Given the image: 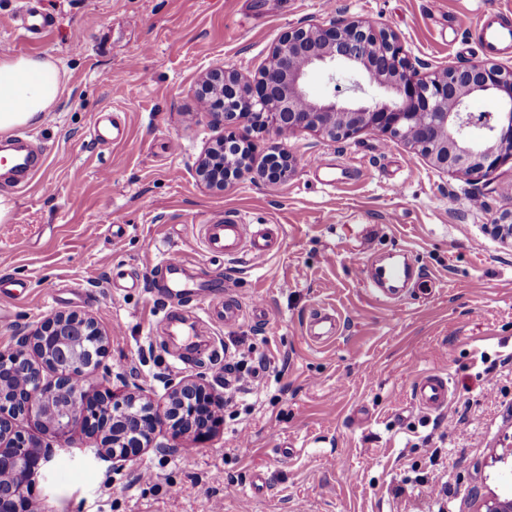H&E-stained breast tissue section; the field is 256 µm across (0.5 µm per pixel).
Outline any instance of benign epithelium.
Segmentation results:
<instances>
[{"label":"benign epithelium","mask_w":512,"mask_h":512,"mask_svg":"<svg viewBox=\"0 0 512 512\" xmlns=\"http://www.w3.org/2000/svg\"><path fill=\"white\" fill-rule=\"evenodd\" d=\"M318 66L327 68L331 83L341 68L367 77L392 99H366L355 78L343 98L315 96L307 77ZM482 94L498 97L503 110L470 111L469 99ZM198 99L200 110L226 129L253 120L281 135L313 132L334 141L376 132L403 142L444 173L478 176L512 159V68L485 61L423 74L396 33L362 19L291 29L273 47L255 85L216 68L202 81ZM249 157L250 147L227 134L204 155L200 177L222 190L249 170ZM292 168L288 153H279L262 176L285 181ZM107 342L94 318L59 312L42 320L19 348L0 351V512H33L39 501L31 497V484L52 458L51 447L19 429L21 420L49 432L61 447L72 444L80 425L100 436L98 454L122 463L156 447L164 424L176 439L201 436L217 423L223 397L201 378L178 382L162 404L141 389L92 394L96 382L87 373L97 369Z\"/></svg>","instance_id":"benign-epithelium-1"}]
</instances>
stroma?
<instances>
[{
	"label": "stroma",
	"instance_id": "stroma-1",
	"mask_svg": "<svg viewBox=\"0 0 512 512\" xmlns=\"http://www.w3.org/2000/svg\"><path fill=\"white\" fill-rule=\"evenodd\" d=\"M19 5L0 0V56H53L67 83L22 130L46 157L39 174L24 188L0 181L11 207L0 350L78 312L109 338L99 391L134 382L161 403L201 377L238 397L209 436L175 440L163 426L155 448L122 465L96 458V436L75 429V447L55 448L35 481L45 512H477L484 497H512V243L492 231L512 211V160L474 181L381 134L334 142L244 121L250 170L221 191L197 175L223 132L198 110L208 71L253 80L284 33L333 17L392 30L432 69L512 65V45L487 50L475 32L480 14L512 0H335L329 12L321 0H37L55 24L33 43L13 32ZM100 118L121 140L95 136ZM278 151L294 170L271 183L259 164ZM224 214L271 230L275 250L208 254L199 226ZM171 251L187 258L183 281L204 277L244 316L227 325L207 317L204 295L168 292L158 265ZM405 255L419 277L397 301L373 296L368 266ZM172 306L192 312L207 351L177 359L183 338L161 322ZM323 310L336 333L314 344L307 326ZM239 336L259 364L249 393L222 380ZM431 371L448 376L447 412L414 404V377Z\"/></svg>",
	"mask_w": 512,
	"mask_h": 512
}]
</instances>
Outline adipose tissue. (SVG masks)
Masks as SVG:
<instances>
[{
  "instance_id": "ef3b65f1",
  "label": "adipose tissue",
  "mask_w": 512,
  "mask_h": 512,
  "mask_svg": "<svg viewBox=\"0 0 512 512\" xmlns=\"http://www.w3.org/2000/svg\"><path fill=\"white\" fill-rule=\"evenodd\" d=\"M65 72L50 56L0 58V135L39 125L61 96Z\"/></svg>"
}]
</instances>
